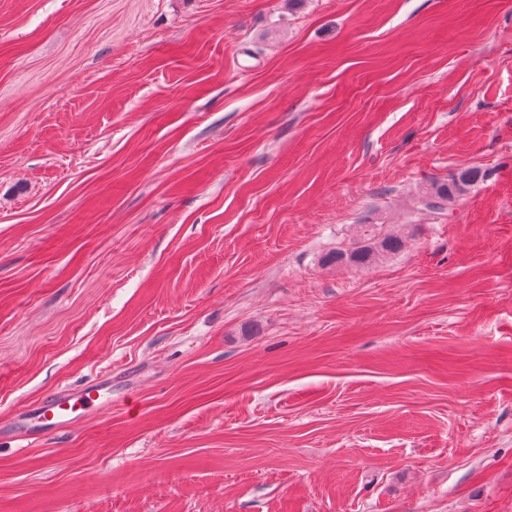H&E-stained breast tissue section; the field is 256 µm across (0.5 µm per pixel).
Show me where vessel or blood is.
<instances>
[{"label":"vessel or blood","mask_w":512,"mask_h":512,"mask_svg":"<svg viewBox=\"0 0 512 512\" xmlns=\"http://www.w3.org/2000/svg\"><path fill=\"white\" fill-rule=\"evenodd\" d=\"M111 406L112 385L108 382L55 392L33 409L14 415L9 433L18 446L27 447Z\"/></svg>","instance_id":"b4317fda"}]
</instances>
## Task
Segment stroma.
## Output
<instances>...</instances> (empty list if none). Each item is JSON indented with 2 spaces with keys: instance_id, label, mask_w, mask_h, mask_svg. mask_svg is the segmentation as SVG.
I'll return each instance as SVG.
<instances>
[{
  "instance_id": "stroma-1",
  "label": "stroma",
  "mask_w": 512,
  "mask_h": 512,
  "mask_svg": "<svg viewBox=\"0 0 512 512\" xmlns=\"http://www.w3.org/2000/svg\"><path fill=\"white\" fill-rule=\"evenodd\" d=\"M103 376L0 512H512V0H0V421ZM481 171L477 168L462 169L448 181H432L419 195L420 206L442 215L448 205L462 195L469 187L479 182ZM376 226L377 224H365L362 245L344 252H336L330 261L354 267H366L402 247L401 238L394 235L382 236L377 232Z\"/></svg>"
}]
</instances>
